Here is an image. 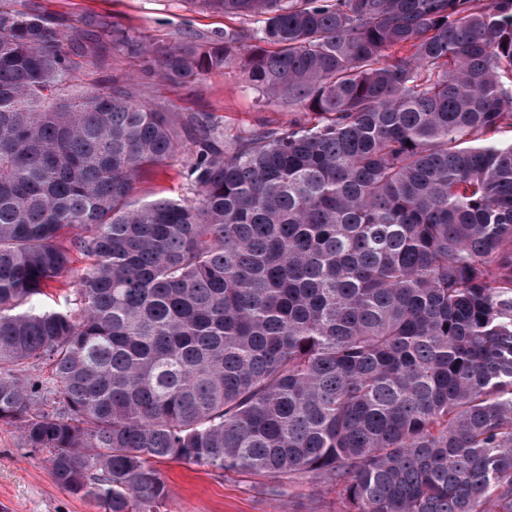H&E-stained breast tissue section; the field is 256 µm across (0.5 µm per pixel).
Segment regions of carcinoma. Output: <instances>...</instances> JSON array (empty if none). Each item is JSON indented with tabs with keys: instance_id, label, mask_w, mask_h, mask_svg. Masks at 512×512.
Instances as JSON below:
<instances>
[{
	"instance_id": "carcinoma-1",
	"label": "carcinoma",
	"mask_w": 512,
	"mask_h": 512,
	"mask_svg": "<svg viewBox=\"0 0 512 512\" xmlns=\"http://www.w3.org/2000/svg\"><path fill=\"white\" fill-rule=\"evenodd\" d=\"M200 4L252 27L155 47L0 7V424L101 512H160L161 460L512 512V0ZM120 51L180 83L238 61L309 119L180 135L70 92ZM186 146L194 197H137ZM76 254L78 298L36 310Z\"/></svg>"
}]
</instances>
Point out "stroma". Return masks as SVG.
<instances>
[{"label":"stroma","mask_w":512,"mask_h":512,"mask_svg":"<svg viewBox=\"0 0 512 512\" xmlns=\"http://www.w3.org/2000/svg\"><path fill=\"white\" fill-rule=\"evenodd\" d=\"M17 9L29 7L55 21L84 27L105 20L130 29L148 42L170 45L186 38L207 39L223 33L229 21L201 6L199 0H7ZM120 81L142 103L185 114L211 113L229 136L261 127L287 125L295 113L260 100L243 69L233 63L205 73L188 84L162 80L146 56L113 53L107 66L91 59L79 62L76 94H89L111 81ZM190 155L148 169L141 177L143 198H187ZM86 258H76L70 270L45 287L35 302L39 309H59L74 295ZM159 468L169 489L161 512H345L336 491H326L305 478L282 482L270 474L219 473L195 465L163 461ZM281 485L283 494L267 496L266 486ZM0 512H100L98 505L57 485L49 471L47 454L24 447L18 429L0 425Z\"/></svg>","instance_id":"35a3bbf8"}]
</instances>
